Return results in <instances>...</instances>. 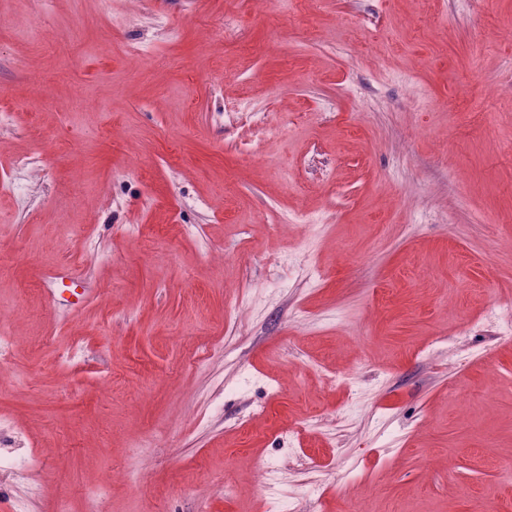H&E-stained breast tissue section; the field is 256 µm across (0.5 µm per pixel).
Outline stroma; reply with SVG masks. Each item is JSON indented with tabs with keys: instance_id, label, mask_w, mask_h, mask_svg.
<instances>
[{
	"instance_id": "stroma-1",
	"label": "stroma",
	"mask_w": 512,
	"mask_h": 512,
	"mask_svg": "<svg viewBox=\"0 0 512 512\" xmlns=\"http://www.w3.org/2000/svg\"><path fill=\"white\" fill-rule=\"evenodd\" d=\"M1 111L0 512H512V0H0Z\"/></svg>"
}]
</instances>
